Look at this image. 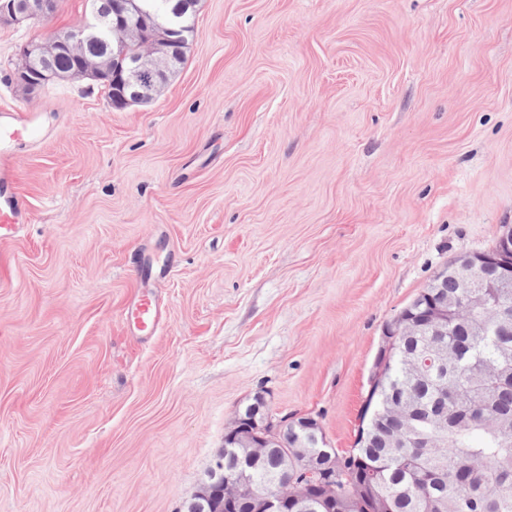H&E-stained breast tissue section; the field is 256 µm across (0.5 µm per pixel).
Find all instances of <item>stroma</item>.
<instances>
[{"label": "stroma", "instance_id": "1", "mask_svg": "<svg viewBox=\"0 0 512 512\" xmlns=\"http://www.w3.org/2000/svg\"><path fill=\"white\" fill-rule=\"evenodd\" d=\"M36 113L0 242V512H186L237 410L354 446L383 330L512 224V0H199L183 64L117 110ZM155 299L158 327L130 313Z\"/></svg>", "mask_w": 512, "mask_h": 512}]
</instances>
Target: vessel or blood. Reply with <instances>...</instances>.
I'll list each match as a JSON object with an SVG mask.
<instances>
[{"instance_id":"obj_1","label":"vessel or blood","mask_w":512,"mask_h":512,"mask_svg":"<svg viewBox=\"0 0 512 512\" xmlns=\"http://www.w3.org/2000/svg\"><path fill=\"white\" fill-rule=\"evenodd\" d=\"M34 118L26 112L0 114V242L15 237L30 221L27 208L12 192V149L17 139L35 135Z\"/></svg>"}]
</instances>
